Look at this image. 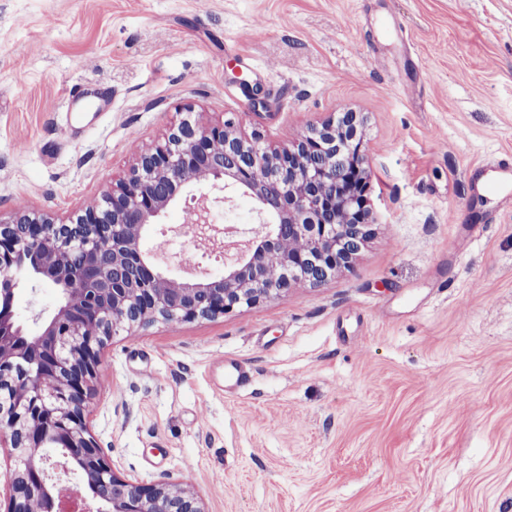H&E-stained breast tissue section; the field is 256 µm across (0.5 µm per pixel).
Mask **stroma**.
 <instances>
[{
    "mask_svg": "<svg viewBox=\"0 0 512 512\" xmlns=\"http://www.w3.org/2000/svg\"><path fill=\"white\" fill-rule=\"evenodd\" d=\"M109 88L80 111L73 86ZM357 113L372 234L320 286L215 320L113 335L89 404L130 479L180 482L208 512H512V0H0V213L67 218L181 117H235L278 147ZM187 188L142 240L169 276L179 234L251 202ZM15 290L27 334L56 305ZM249 373L224 385V362ZM489 171L492 173V180L489 182L488 188L510 195L512 192V156L509 155L502 159Z\"/></svg>",
    "mask_w": 512,
    "mask_h": 512,
    "instance_id": "1",
    "label": "stroma"
}]
</instances>
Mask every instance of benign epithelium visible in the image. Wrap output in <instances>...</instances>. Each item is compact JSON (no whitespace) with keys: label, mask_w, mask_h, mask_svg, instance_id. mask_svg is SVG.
I'll return each instance as SVG.
<instances>
[{"label":"benign epithelium","mask_w":512,"mask_h":512,"mask_svg":"<svg viewBox=\"0 0 512 512\" xmlns=\"http://www.w3.org/2000/svg\"><path fill=\"white\" fill-rule=\"evenodd\" d=\"M187 168L213 189L242 190L261 218L245 250L224 263V275L197 283L168 277L141 246L186 187L180 172ZM370 178L353 112L287 149L263 146L257 132L239 134L231 119L204 125L186 118L141 153L98 206H83L65 222L35 208L0 214V391L41 370L58 375L53 388L31 387L19 400L0 402V434L9 436L15 460L3 512H66L52 486L72 465L80 477L76 512H207L194 490L134 482L99 448L88 408L102 351L118 326L226 317L297 280L323 283L370 234ZM188 223L224 253L239 233L219 232L205 212L191 213ZM270 259L283 270L278 286L267 279ZM32 265L61 299L39 333L21 342L14 292Z\"/></svg>","instance_id":"1"}]
</instances>
